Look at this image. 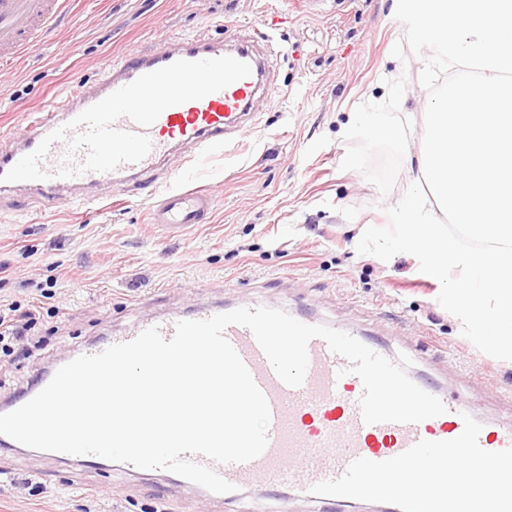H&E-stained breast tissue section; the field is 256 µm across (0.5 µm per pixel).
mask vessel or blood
Returning a JSON list of instances; mask_svg holds the SVG:
<instances>
[{
  "mask_svg": "<svg viewBox=\"0 0 512 512\" xmlns=\"http://www.w3.org/2000/svg\"><path fill=\"white\" fill-rule=\"evenodd\" d=\"M69 2L0 0V65H8L30 54L36 46L35 33L52 29ZM272 40L273 35L268 30L251 31L245 38L221 40L172 37L160 48L132 52L120 60L106 62L100 79L95 82L74 80L67 94L31 117L13 142L0 144V199L21 189L29 191L40 203L59 205L76 194L89 196L92 189L103 184L111 185L119 193L132 185L146 189L156 186V171L176 148L192 146L202 157L224 147L230 137L243 136L248 130L244 116L252 114L260 94L275 91L263 51ZM222 56L248 63L250 75L202 99L166 108L148 128H139L126 117L116 121V128L134 133L141 131L150 139L152 148L142 161L122 164L109 172H85L60 178L56 172L65 157H72L77 163L84 157L80 151L68 154L66 142L60 141L52 145L41 163L45 179L2 181V174L24 155L33 152L46 135L141 75L180 59L196 61ZM212 204V196L204 187H169L161 192L153 206L150 221L171 230L183 229L204 223ZM224 310L221 303H199L178 314L146 317L126 332L84 345L80 352L98 354L111 345L132 340L151 326L159 327L162 335L169 338L178 322L203 320ZM224 336L247 366L271 412L268 445L259 457L215 467L220 476L239 488L256 484L276 486L307 498L314 484L341 477L356 459L384 461L421 440L457 438L464 429V415L472 411L469 404L442 393L439 386L422 379L419 387L440 397L447 408L445 414L415 424H367L360 410L361 380L347 373V360L333 353L324 340L310 341L305 380L301 386L291 387L276 375L248 328L232 325L226 328ZM53 375V370H42L35 386L1 404L0 411L8 413L28 402ZM478 443L487 451L512 448V425L483 422Z\"/></svg>",
  "mask_w": 512,
  "mask_h": 512,
  "instance_id": "vessel-or-blood-1",
  "label": "vessel or blood"
}]
</instances>
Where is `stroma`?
Returning <instances> with one entry per match:
<instances>
[{"instance_id":"1","label":"stroma","mask_w":512,"mask_h":512,"mask_svg":"<svg viewBox=\"0 0 512 512\" xmlns=\"http://www.w3.org/2000/svg\"><path fill=\"white\" fill-rule=\"evenodd\" d=\"M394 0H71L34 52L0 67V140L29 112L96 81L105 60L170 37L221 39L236 27L275 29L282 53L276 93L255 104L246 136L200 159L183 148L161 177L193 174L213 198L208 222L169 231L149 221L155 198L129 188L96 202L46 209L18 198L0 213V304L40 306L29 356L0 353V399L41 369L140 317L196 302H260L354 327L407 355L478 416L512 424V361L480 352L437 302L439 288L401 253L384 261L357 244L416 173L424 113L414 73L392 56L401 39ZM382 128L364 132L366 123ZM357 166H350V159ZM0 512H322L320 505L256 487L210 499L161 475L66 465L0 447Z\"/></svg>"}]
</instances>
